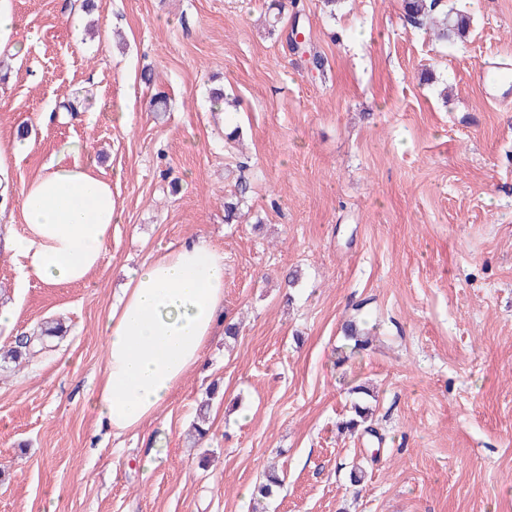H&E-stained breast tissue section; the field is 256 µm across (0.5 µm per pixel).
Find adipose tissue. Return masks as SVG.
Segmentation results:
<instances>
[{
	"mask_svg": "<svg viewBox=\"0 0 512 512\" xmlns=\"http://www.w3.org/2000/svg\"><path fill=\"white\" fill-rule=\"evenodd\" d=\"M25 230L8 239L27 277L86 283L121 213L93 158L53 163L18 195ZM224 254L202 237L168 247L129 279L105 323L102 380L91 400L120 435L154 418L203 358L224 313Z\"/></svg>",
	"mask_w": 512,
	"mask_h": 512,
	"instance_id": "adipose-tissue-1",
	"label": "adipose tissue"
}]
</instances>
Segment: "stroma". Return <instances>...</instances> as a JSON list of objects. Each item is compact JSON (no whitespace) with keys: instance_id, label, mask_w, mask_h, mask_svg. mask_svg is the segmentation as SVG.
<instances>
[{"instance_id":"35a3bbf8","label":"stroma","mask_w":512,"mask_h":512,"mask_svg":"<svg viewBox=\"0 0 512 512\" xmlns=\"http://www.w3.org/2000/svg\"><path fill=\"white\" fill-rule=\"evenodd\" d=\"M93 3L13 0L26 49L0 58V143L28 129L14 189L75 143L121 212L101 269L53 287L23 278L5 246L23 219L0 201V301L17 313L0 348L64 329L0 365V512H252L272 467L266 512H512V90L475 79L512 66V0H443L471 17L454 46L402 0H298L304 53L269 33L272 0ZM217 85L230 113L211 106ZM241 181L243 216L225 223ZM198 236L224 253L241 332L112 435L89 407L106 317L135 269ZM350 320L370 342L342 363ZM359 400L372 434L339 432ZM159 434L166 456L142 474ZM58 326H44L41 328L39 336H22L15 341V345L7 350H3V355H0V361L4 363L11 362L16 366L20 365L23 360L28 359L34 352L35 342H42L44 337L57 336Z\"/></svg>"}]
</instances>
